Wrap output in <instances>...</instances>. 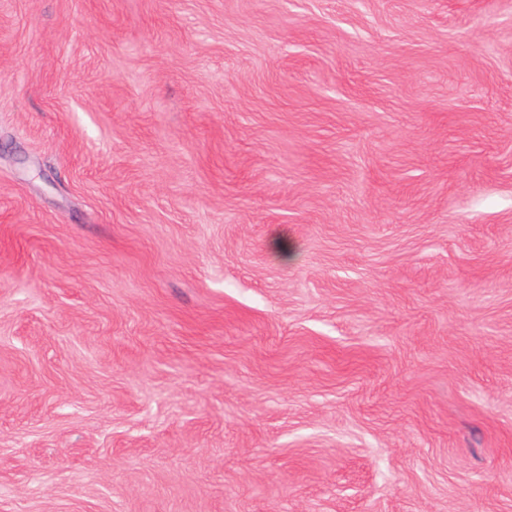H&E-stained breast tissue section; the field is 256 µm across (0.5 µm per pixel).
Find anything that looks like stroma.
<instances>
[{"label":"stroma","instance_id":"35a3bbf8","mask_svg":"<svg viewBox=\"0 0 512 512\" xmlns=\"http://www.w3.org/2000/svg\"><path fill=\"white\" fill-rule=\"evenodd\" d=\"M0 512H512V0H0Z\"/></svg>","mask_w":512,"mask_h":512}]
</instances>
